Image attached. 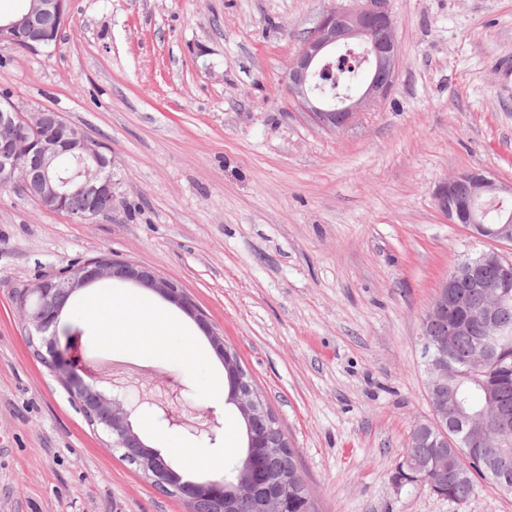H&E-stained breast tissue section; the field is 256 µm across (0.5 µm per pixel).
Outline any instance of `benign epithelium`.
<instances>
[{
    "instance_id": "1",
    "label": "benign epithelium",
    "mask_w": 512,
    "mask_h": 512,
    "mask_svg": "<svg viewBox=\"0 0 512 512\" xmlns=\"http://www.w3.org/2000/svg\"><path fill=\"white\" fill-rule=\"evenodd\" d=\"M387 0H365L353 9L327 10L317 25L302 41L290 60L285 87L289 98L319 128L328 132L344 131L363 113L383 101L394 86L399 54L394 35L396 22L386 8ZM46 17L63 26L67 20L65 0H26L24 10L13 17H0V47L39 52L46 30L41 21ZM360 50L367 64V83L354 94L348 90L332 99L319 91L316 77L343 57V53ZM68 153L77 164L70 174L58 167L60 153ZM21 184L27 195L40 207L55 211L60 202L73 196L96 200L101 196L113 200L112 158L105 155L100 142L83 133L71 132L70 123L48 108L26 109L10 99L0 103V185ZM466 184L468 194L460 195V184ZM434 199L441 214L450 224L462 225L470 235L512 247V218L497 224H487L479 216L481 203L489 199L498 203L512 199V184H504L481 171L462 173L441 183ZM122 268V280L143 283L148 269L130 262L95 258L83 266L43 280L36 290L39 308L29 312L28 300L18 299L22 311L28 313V323L38 335L43 361L71 392L92 393L94 397L80 400L83 413L99 418L109 447L142 448L144 444L133 431L125 397L117 392L111 396L94 388L88 378L63 353L58 338L60 311L55 308L56 296L74 292L102 278L117 277ZM489 268L497 273L495 292L481 304L466 306L461 301L460 288L472 283L477 275ZM151 288L175 303L196 321L208 336L219 357L235 367L236 388L233 401L245 418H251L262 405L241 365L235 364L236 353L224 345L223 337L215 333L209 322L197 312L183 289L171 281L151 274ZM512 307V260L494 250L482 251L459 262L440 283L433 302L422 320L421 336L426 356L427 389L429 395L448 393L433 406V421L419 424L415 437L423 438L436 429L445 446L448 430L463 429L461 444L472 446L492 434L497 447L508 452L512 447V411L501 407L492 390H486L485 402L476 407L459 394L456 382L459 374L448 361V352L459 336H479L474 359L487 361L499 337L506 335L501 313ZM448 320V331L432 336L426 326L441 319ZM151 485H171L187 503L197 491L210 492L232 506L224 498V480H183L172 468H157L148 461L138 462Z\"/></svg>"
}]
</instances>
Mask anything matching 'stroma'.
<instances>
[{
	"instance_id": "1",
	"label": "stroma",
	"mask_w": 512,
	"mask_h": 512,
	"mask_svg": "<svg viewBox=\"0 0 512 512\" xmlns=\"http://www.w3.org/2000/svg\"><path fill=\"white\" fill-rule=\"evenodd\" d=\"M363 0H69L52 53L7 49L0 89L112 152L114 207L79 223L0 189V512H188L109 448L28 346L13 299L107 254L175 282L235 349L296 451L319 512H512L398 481L430 422L421 323L440 282L491 250L438 212L471 170L512 183V0H388L399 66L348 130L312 124L283 85L321 14ZM78 354L162 455L245 446L203 333L193 365L141 350L143 317L102 340L72 311ZM170 409L183 424L161 418ZM215 417L216 441L190 434Z\"/></svg>"
}]
</instances>
